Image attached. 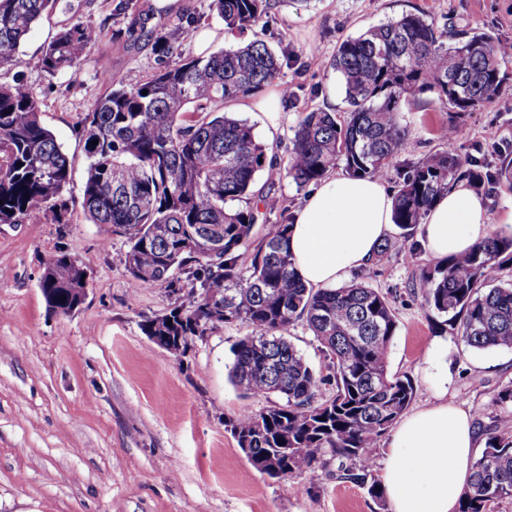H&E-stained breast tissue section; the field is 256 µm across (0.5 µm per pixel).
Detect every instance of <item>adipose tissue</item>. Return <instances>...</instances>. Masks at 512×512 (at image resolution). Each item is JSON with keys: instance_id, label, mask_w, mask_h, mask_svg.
I'll return each mask as SVG.
<instances>
[{"instance_id": "obj_1", "label": "adipose tissue", "mask_w": 512, "mask_h": 512, "mask_svg": "<svg viewBox=\"0 0 512 512\" xmlns=\"http://www.w3.org/2000/svg\"><path fill=\"white\" fill-rule=\"evenodd\" d=\"M394 200L377 178L324 177L293 212L288 250L311 288H332L374 257L392 222ZM486 203L458 182L419 226L429 255H461L490 231ZM479 434L467 411L440 402L406 416L386 440L382 486L392 512H456L475 462Z\"/></svg>"}]
</instances>
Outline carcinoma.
Segmentation results:
<instances>
[{
    "instance_id": "1",
    "label": "carcinoma",
    "mask_w": 512,
    "mask_h": 512,
    "mask_svg": "<svg viewBox=\"0 0 512 512\" xmlns=\"http://www.w3.org/2000/svg\"><path fill=\"white\" fill-rule=\"evenodd\" d=\"M230 32L259 24L274 0H213ZM57 0H0V71L23 63L21 44ZM148 17H130V41L152 42L177 58L150 76L129 74L78 122L88 162L80 204L104 241L126 238L125 266L139 287L165 283L173 292L190 285L184 300L143 325L148 336H202L225 324L245 323L254 335L233 348L231 379L253 396L279 394L258 413L229 420L230 431L251 466L276 478L313 470L330 453L344 478L368 489L382 512L384 490L372 474L369 450L413 402L415 388L392 374L388 353L399 325L387 294L369 286L364 272L337 288H309L288 251L293 215L265 225L251 205L255 176L273 170L268 191L289 179L299 186L320 181L341 160L353 178L395 170L393 224L400 233L380 244L373 263L403 252H422L412 240L436 201L466 180L512 186V163L496 175L455 147L440 149L402 168L396 159L413 152L404 106L431 93L454 117L494 102L502 85L499 41L488 32L450 37L423 14L406 13L337 47L330 68L342 82L348 110L302 113L285 161L267 159L253 126L224 112V105L257 95L280 75L282 62L260 40L207 56L186 55L183 35L194 27L149 28ZM81 22L62 27L29 64L54 75L76 68L90 43ZM147 94H142V91ZM36 91L20 80L0 83V223L16 224L39 210L59 223L71 191L68 158L43 125ZM251 253L248 274L239 261ZM185 279L173 277V271ZM84 270L75 258H51L41 279L47 306L65 314L84 296ZM411 288L427 311L445 317L466 346L512 348V236L491 232L461 256L417 267ZM302 321L319 343L335 384L318 399L326 378L314 372L286 338ZM484 448L474 464L458 512H486L512 499V419L482 429Z\"/></svg>"
}]
</instances>
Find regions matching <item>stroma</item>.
Wrapping results in <instances>:
<instances>
[{
    "label": "stroma",
    "mask_w": 512,
    "mask_h": 512,
    "mask_svg": "<svg viewBox=\"0 0 512 512\" xmlns=\"http://www.w3.org/2000/svg\"><path fill=\"white\" fill-rule=\"evenodd\" d=\"M177 25L199 17L182 40L184 53L206 56L237 43L225 32L212 0H58L20 49L25 64L0 72L21 77L41 99V120L66 153L72 192L65 223L33 212L19 224H0V512H378L365 489L342 479L336 458L297 478L257 472L237 445L228 421L266 407L268 398L243 393L230 378L232 348L250 326L227 324L195 338L176 356L145 335L146 320L181 301L166 284L134 285L126 271L128 245L103 243L85 217L80 189L87 172L77 125L107 86L130 72L148 76L162 66L151 43L127 44L131 12ZM423 13L453 33L485 31L512 42V0H278L257 28L283 55L277 115L229 103L269 153L285 156L301 112L342 113L344 93L329 66L340 42L403 13ZM82 22L99 37L76 71L49 76L31 66L61 26ZM494 102L465 117L458 150L489 170L512 161V58L501 68ZM290 96H281L282 86ZM416 144L407 162L439 148L450 114L433 94L405 110ZM74 256L86 273L83 303L69 314L50 312L40 288L46 262ZM415 272L390 253L365 281L387 292L399 322L388 355L391 373L415 387L412 410L451 401L474 420L512 414L492 398L512 384V349L475 350L428 317L408 284ZM448 370L440 385L438 367Z\"/></svg>",
    "instance_id": "1"
}]
</instances>
